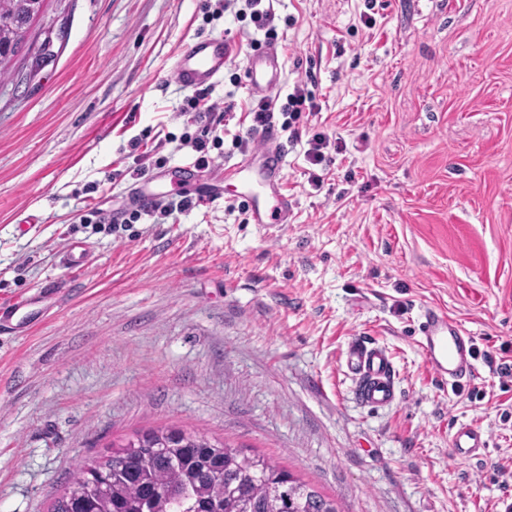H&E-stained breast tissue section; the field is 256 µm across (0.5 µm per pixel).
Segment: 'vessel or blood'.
I'll list each match as a JSON object with an SVG mask.
<instances>
[{
    "label": "vessel or blood",
    "instance_id": "obj_1",
    "mask_svg": "<svg viewBox=\"0 0 512 512\" xmlns=\"http://www.w3.org/2000/svg\"><path fill=\"white\" fill-rule=\"evenodd\" d=\"M236 61L231 43L224 38H199L189 43L179 56L175 75L188 88L215 84L225 70ZM284 65L276 47L253 54L246 65L247 85L252 93L263 94L274 89ZM260 147L257 161L238 163L225 172V179L239 183L234 196L246 202L253 223L267 228L287 223L293 208L288 193L285 169L287 152L275 126L258 135ZM179 181L195 183V195L203 202H214L224 196L221 185L201 181L197 167H180ZM418 346L424 364L440 384L457 391L467 386L475 375L474 341L465 329L450 320L445 312L424 308L418 324ZM344 367L354 384L357 400L371 409H384L398 396L396 370L392 352L383 343L371 339L349 344ZM491 438L480 426L459 424L451 435L452 455L461 464L480 461L489 450Z\"/></svg>",
    "mask_w": 512,
    "mask_h": 512
}]
</instances>
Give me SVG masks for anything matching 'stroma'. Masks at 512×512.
<instances>
[{
	"label": "stroma",
	"instance_id": "35a3bbf8",
	"mask_svg": "<svg viewBox=\"0 0 512 512\" xmlns=\"http://www.w3.org/2000/svg\"><path fill=\"white\" fill-rule=\"evenodd\" d=\"M273 0L280 95L302 84L309 126L341 139L321 187L306 139L286 141L295 205L274 232L228 200L177 220L88 224L154 161L194 162L174 73L186 45L230 35L211 88L228 110L210 181L243 159L254 25L224 0H48L43 55L0 83V512H51L78 462L157 427L264 457L342 512H497L512 497V0ZM88 269L63 265L71 241ZM471 333L476 375L454 392L418 346L423 307ZM390 347L400 393L362 406L349 342ZM491 436L451 456V428ZM491 438L480 426L459 424L451 435L452 455L460 464L480 461L488 453Z\"/></svg>",
	"mask_w": 512,
	"mask_h": 512
}]
</instances>
